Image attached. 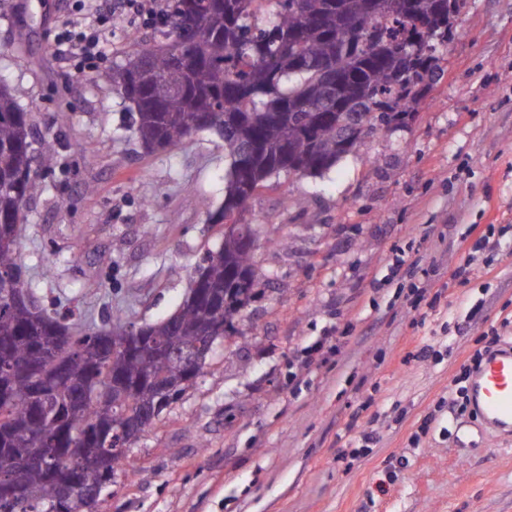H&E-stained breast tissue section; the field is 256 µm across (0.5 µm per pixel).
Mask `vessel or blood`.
<instances>
[{
	"instance_id": "b4317fda",
	"label": "vessel or blood",
	"mask_w": 512,
	"mask_h": 512,
	"mask_svg": "<svg viewBox=\"0 0 512 512\" xmlns=\"http://www.w3.org/2000/svg\"><path fill=\"white\" fill-rule=\"evenodd\" d=\"M470 406L481 427L512 435V343L485 356L469 382Z\"/></svg>"
}]
</instances>
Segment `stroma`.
I'll use <instances>...</instances> for the list:
<instances>
[{"label":"stroma","instance_id":"1","mask_svg":"<svg viewBox=\"0 0 512 512\" xmlns=\"http://www.w3.org/2000/svg\"><path fill=\"white\" fill-rule=\"evenodd\" d=\"M72 3L0 0V82L57 151L22 261L48 311L154 323L220 243L224 142L206 130L146 152L130 103L93 76L151 30L124 15L76 70L52 50ZM441 65L407 126L253 197L256 295L96 512H512V437L439 408L492 328L512 336V0H466ZM488 229L495 247L472 252Z\"/></svg>","mask_w":512,"mask_h":512}]
</instances>
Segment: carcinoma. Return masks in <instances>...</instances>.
<instances>
[{"label":"carcinoma","instance_id":"obj_1","mask_svg":"<svg viewBox=\"0 0 512 512\" xmlns=\"http://www.w3.org/2000/svg\"><path fill=\"white\" fill-rule=\"evenodd\" d=\"M174 0L158 42L140 50L113 79L137 113V136L150 149L176 146L200 128L224 139L228 171L218 220L249 208L277 173L320 175L351 151L345 122L366 136L414 112L441 70L448 12L439 0ZM151 61L148 70L142 63ZM33 132L26 112L0 85V476L18 496L0 494V512H46L62 494L55 477L25 459L40 440L66 452L57 467L95 448H111L107 465L91 464L65 495V512H87L82 485L112 474L137 438L131 415L157 396L170 406L201 375L148 341L129 351L135 323L117 316L75 326L30 303L33 290L15 226L38 185L31 166ZM200 296L154 339L172 352L211 351V337L230 335L233 319L258 284L254 249L226 241L207 252Z\"/></svg>","mask_w":512,"mask_h":512}]
</instances>
